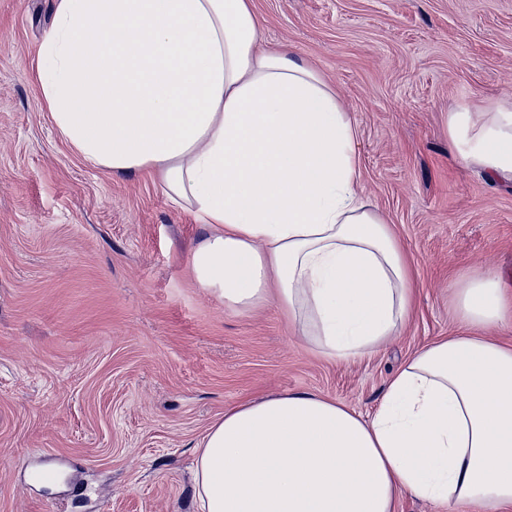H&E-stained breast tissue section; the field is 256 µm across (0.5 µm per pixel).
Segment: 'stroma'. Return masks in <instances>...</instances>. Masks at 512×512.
Masks as SVG:
<instances>
[{"instance_id":"stroma-1","label":"stroma","mask_w":512,"mask_h":512,"mask_svg":"<svg viewBox=\"0 0 512 512\" xmlns=\"http://www.w3.org/2000/svg\"><path fill=\"white\" fill-rule=\"evenodd\" d=\"M53 5L0 0V512H198L196 445L225 411L312 392L372 416L411 357L462 335L448 296L466 275L512 288V182L448 134L460 102H512V0H252L265 46L350 112L359 188L411 267L410 319L352 362L275 302L238 313L198 288L209 226L58 136L35 70ZM40 465L62 484L32 483Z\"/></svg>"}]
</instances>
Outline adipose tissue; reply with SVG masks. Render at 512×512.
I'll use <instances>...</instances> for the list:
<instances>
[{"label": "adipose tissue", "mask_w": 512, "mask_h": 512, "mask_svg": "<svg viewBox=\"0 0 512 512\" xmlns=\"http://www.w3.org/2000/svg\"><path fill=\"white\" fill-rule=\"evenodd\" d=\"M251 0H55L37 75L57 134L92 166L150 172L212 226L192 255L225 306L276 300L324 357L350 362L409 319L403 248L361 196L358 128L307 62L260 46ZM461 159L512 180V106L448 115ZM467 332L419 351L371 418L309 392L227 410L204 434L200 512H393L403 493L512 505V291L455 288Z\"/></svg>", "instance_id": "adipose-tissue-1"}]
</instances>
